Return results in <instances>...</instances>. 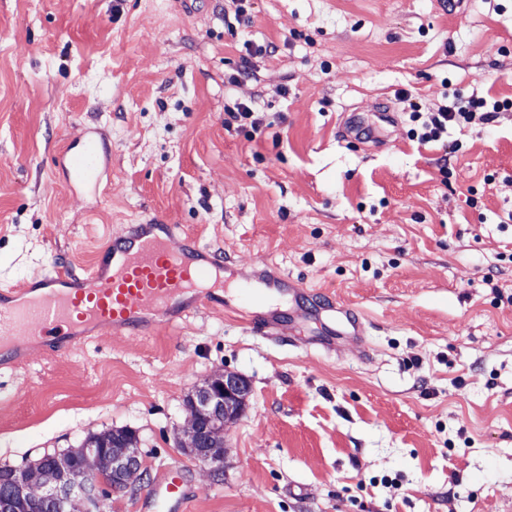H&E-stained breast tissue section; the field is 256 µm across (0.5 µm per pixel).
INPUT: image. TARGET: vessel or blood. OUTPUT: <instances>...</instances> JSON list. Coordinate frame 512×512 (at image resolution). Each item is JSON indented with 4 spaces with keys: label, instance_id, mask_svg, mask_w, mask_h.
<instances>
[{
    "label": "vessel or blood",
    "instance_id": "1",
    "mask_svg": "<svg viewBox=\"0 0 512 512\" xmlns=\"http://www.w3.org/2000/svg\"><path fill=\"white\" fill-rule=\"evenodd\" d=\"M105 160L92 135L62 162L73 182L90 187ZM223 271L214 253L191 235H177L175 225H130L97 252L85 276L53 266L22 290L0 289V352L14 363L34 343L57 351L104 328L116 338L148 336L189 312L225 309L223 296L211 288ZM188 499L183 475L172 469L150 488L144 504L185 512Z\"/></svg>",
    "mask_w": 512,
    "mask_h": 512
}]
</instances>
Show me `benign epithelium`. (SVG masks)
<instances>
[{"instance_id":"benign-epithelium-1","label":"benign epithelium","mask_w":512,"mask_h":512,"mask_svg":"<svg viewBox=\"0 0 512 512\" xmlns=\"http://www.w3.org/2000/svg\"><path fill=\"white\" fill-rule=\"evenodd\" d=\"M251 392L249 382L239 373L224 371L213 375L186 401L185 425L177 446L187 448L217 475L224 467V432L241 417ZM142 460L139 449L115 439L112 451L104 452L91 444L84 448L76 473L90 481L76 482L69 475L52 476L34 464L19 469L0 487V504L9 507L15 492L33 491L57 506L59 512H94L99 493L107 488L124 489L139 476Z\"/></svg>"}]
</instances>
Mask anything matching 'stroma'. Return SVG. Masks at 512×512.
Instances as JSON below:
<instances>
[{
    "instance_id": "1",
    "label": "stroma",
    "mask_w": 512,
    "mask_h": 512,
    "mask_svg": "<svg viewBox=\"0 0 512 512\" xmlns=\"http://www.w3.org/2000/svg\"><path fill=\"white\" fill-rule=\"evenodd\" d=\"M230 7L0 0V284L85 274L162 218L306 293L277 336L201 310L0 366V467L128 428L143 477L103 512H142L175 467L187 512H512V108L443 146L408 117L447 92L512 98V0H249L246 27ZM237 101L266 121L255 138L224 122ZM93 130L111 157L91 190L61 163ZM327 297L360 339L333 311L295 320ZM222 370L252 394L214 478L177 436Z\"/></svg>"
}]
</instances>
